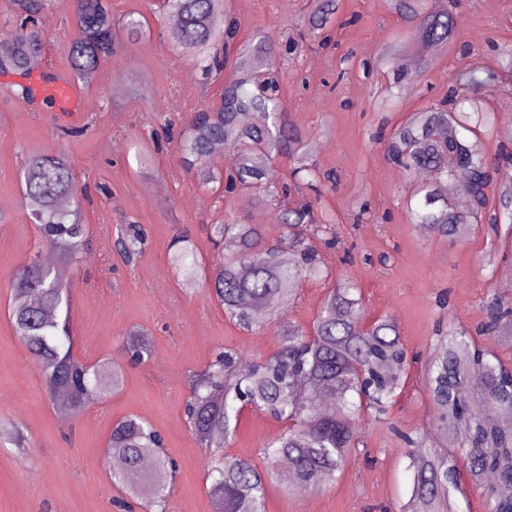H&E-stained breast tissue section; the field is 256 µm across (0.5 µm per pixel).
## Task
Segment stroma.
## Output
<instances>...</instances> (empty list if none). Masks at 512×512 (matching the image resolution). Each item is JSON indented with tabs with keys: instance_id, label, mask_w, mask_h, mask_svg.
Wrapping results in <instances>:
<instances>
[{
	"instance_id": "35a3bbf8",
	"label": "stroma",
	"mask_w": 512,
	"mask_h": 512,
	"mask_svg": "<svg viewBox=\"0 0 512 512\" xmlns=\"http://www.w3.org/2000/svg\"><path fill=\"white\" fill-rule=\"evenodd\" d=\"M111 4L118 19L140 13L143 35L123 43L117 56L80 82L75 103L35 105L21 94L22 87L40 85L43 75L70 74L67 49L75 27L61 5L48 7L38 24L44 48L34 72L0 73V421L28 437L25 451L0 447V512H117L105 444L113 423L132 414L160 431L177 464L168 512H215L208 458L183 411L189 380L218 348L235 349L250 363L275 352L279 338L271 329L248 333L231 323L203 281L189 286L177 277L169 248L176 235L189 232L202 268L212 270L221 251L209 240L210 225L230 217L252 224L259 213L276 216L280 208L225 195L219 183L199 184L173 146L201 105L219 104L224 84L236 76L231 60L237 51L260 42L276 49L277 94L308 141L312 162L335 177L322 183L318 197L319 211L335 218L343 238L326 254L331 277L358 284L368 317L395 322L412 360L397 404L368 424L336 481L294 494L271 483L266 510L400 512L412 472L398 430H418L439 444L455 439L433 425L419 361L439 322L471 332L486 319L487 292L512 299L506 278L512 254L487 225L451 243L411 224L405 200L421 179L390 164L377 138L442 98L449 75L468 61L479 60L484 70L496 66L498 46L512 44V0H460L452 44L437 47L425 71L397 74L375 65L387 48L402 46L404 61L420 59L423 49L407 41L406 23L386 0H337L326 47L310 36V0H224V25L233 32L228 62L206 83L169 43L163 0ZM395 80L401 92L387 95ZM386 95L390 103L379 107ZM36 151L64 153L86 190V246L64 278L72 289L75 354L88 361L121 358L133 330L147 334L155 350L151 361L126 367L122 389L65 421L8 315L12 275L37 245L19 179L22 158ZM363 205L369 214L360 220ZM131 222L143 227L147 244L127 266L114 242ZM442 290L450 298L444 310L435 303ZM284 428L246 411L227 452L256 456L263 440Z\"/></svg>"
}]
</instances>
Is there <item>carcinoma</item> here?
<instances>
[{"label": "carcinoma", "mask_w": 512, "mask_h": 512, "mask_svg": "<svg viewBox=\"0 0 512 512\" xmlns=\"http://www.w3.org/2000/svg\"><path fill=\"white\" fill-rule=\"evenodd\" d=\"M48 0H15L19 28L0 33V69L27 71L43 51L37 18ZM179 23L167 33L172 46L206 74L216 68L224 44V0H165ZM387 7L412 25L411 36L424 48L452 43L457 18L443 2L387 0ZM336 0H315L309 25L321 36ZM75 35L68 47L71 75L79 81L92 75L119 49L117 31L138 39L141 21L112 18L109 0H75ZM272 45L261 43L240 52L236 78L224 85L221 106L196 111L176 144L179 161L199 171L203 183L221 179L211 168L217 147H237L226 175V189L236 186L256 202L271 198L274 171L269 158L286 155L294 161L292 175L307 186L317 181L309 163L308 143L290 123L276 97L275 77L257 70L272 68ZM512 71V47L500 52V68L482 74L458 72L448 78V94L433 101L395 128L384 144L393 164L412 174L422 171L431 182L416 187L407 208L410 221L453 243L481 224H502L512 234V153L494 158L487 151L496 113L485 99L501 90L504 71ZM23 195L28 218L40 240L53 249L59 262L82 259L86 232L79 204L62 209L58 201L77 193L73 169L64 154H32L21 161ZM451 183L472 201L458 208L440 194L437 185ZM280 238L271 241L256 224L226 220L211 227L216 245L228 241L233 249L213 269L211 297L225 316L247 332L277 329L279 349L262 361L243 365L232 349L218 352L191 380L186 403L188 425L209 457L208 493L216 512H266V488L281 479L279 468L292 475L284 486L309 491L336 480L356 451L366 421L386 414L401 394L408 356L398 327L386 318L364 326L366 309L353 281L329 289L308 331L283 321L295 304L302 281L328 276L318 246L340 244L335 222L319 220L307 202L280 214ZM145 245L141 227L130 224L117 238L116 250L129 263ZM295 260L285 263L284 250ZM195 245L179 235L171 265L186 283L195 282ZM70 289L57 267L34 257L12 279L9 317L15 335L40 369L50 394L62 393L58 406L73 415L109 396L122 386L123 368L110 358L84 361L73 352L69 327ZM487 321L474 332L448 325L441 330L440 347L426 361L427 391L435 424L467 434L462 448H427L424 436L405 434L406 454L413 469L408 501L410 512H455L452 493L462 491L468 477L484 502L485 512H512V428L497 416L512 415V369L474 336H491L512 328V300L496 293L486 299ZM129 361L142 363L153 356L144 334L130 333L125 346ZM256 411L288 424L262 444L263 465L248 456H226L242 409ZM0 441L17 448L26 444L17 429L0 425ZM107 457L122 468L110 470L112 485L141 499L149 512H167L174 465L163 440L145 419L125 416L112 425Z\"/></svg>", "instance_id": "carcinoma-1"}]
</instances>
